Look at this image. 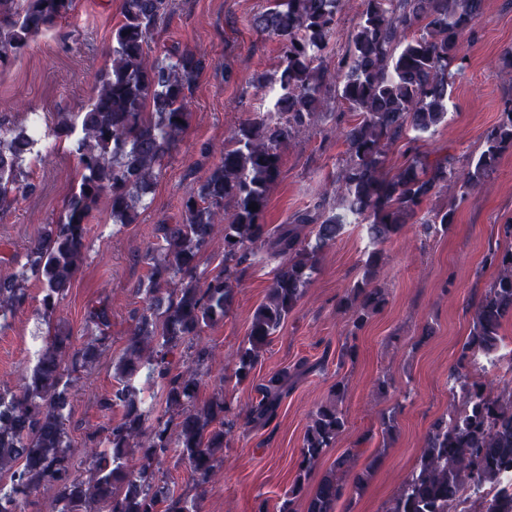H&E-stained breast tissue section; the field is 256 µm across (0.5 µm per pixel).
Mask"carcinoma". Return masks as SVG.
Instances as JSON below:
<instances>
[{
  "mask_svg": "<svg viewBox=\"0 0 512 512\" xmlns=\"http://www.w3.org/2000/svg\"><path fill=\"white\" fill-rule=\"evenodd\" d=\"M340 4L273 0L254 16V28L283 46L278 70L256 78L261 87L274 86L278 100L272 110L254 114L233 130L221 160L183 199L182 222L154 225L153 242L143 256L146 273L137 288L149 305L137 317L136 331L115 366L117 385L98 401L105 416L116 408L121 416L102 428L104 448L89 458L92 477H72L64 410L81 371L112 343L108 299L87 309L89 342L72 348L69 330L44 337L22 392L9 397L0 392V471L10 472V487H0V512H21L20 503L41 487L57 489L59 512H83L91 501L105 512H200L196 500L156 483L151 467L175 451L196 484L208 483L239 415L222 395L196 406V371L209 358L206 349L190 353L191 364L185 366L172 356L224 320L234 282L251 267L255 250H265L280 263L239 347L232 369L238 383L251 377L261 352L303 299L323 250L350 218L365 224L375 245L412 221L427 235L446 232L455 223V208L424 213L423 203L450 184L477 186L512 152V107L501 113L483 151L462 172L453 154L434 156L420 145L448 121V88L466 60L462 37L481 17L484 0H363L347 49L329 70L321 57L336 33ZM171 6V0H124L122 19L112 29L110 63L100 72L91 107L57 122L56 142L68 144L81 181L59 221L45 225L29 249L22 270L0 276V329L29 304L31 279L42 285V317L53 314L78 270L99 201L109 200L112 223H134L138 205L151 191L154 169L163 165L188 126V95L204 60L178 45L161 58L147 59L149 41L171 16ZM73 11L74 0H0V68ZM416 27L421 33L407 37ZM330 100L346 110L328 111ZM320 119L334 121L338 129L346 125L337 199L321 197L270 229L266 213L281 172V146ZM398 143L407 158L391 175L385 171L386 150ZM36 144L31 129L0 125L1 213L33 191L29 168L40 158ZM227 203L233 211L226 218ZM251 203L257 210L249 209ZM217 224L224 225V259L221 270L200 287L198 258ZM498 236L505 246H491L484 256L496 276L484 286L470 335L449 374L450 392L460 403L431 423L416 465L384 512H512V497L483 495L501 486L512 470V388L491 396L471 378L479 358L505 343L502 325L512 317V223L500 225ZM380 263L381 252L370 251L361 277L337 303L356 330L386 304L384 289L376 285ZM152 338L157 340L154 355L146 358L144 343ZM301 368L282 369L256 385L251 422L265 425L276 415ZM157 385L165 396L166 419L153 418L146 409L145 393ZM345 396L346 385L336 382L335 399L312 413L298 473L278 512H296L303 496L306 512H336L340 503L350 504L366 488L377 457L357 472L350 462L364 454L361 445L372 439L370 434L345 449L308 490L311 469L346 429ZM146 430L148 443L135 447L133 440ZM136 450L143 464L135 472L128 456Z\"/></svg>",
  "mask_w": 512,
  "mask_h": 512,
  "instance_id": "cac0c4a2",
  "label": "carcinoma"
}]
</instances>
